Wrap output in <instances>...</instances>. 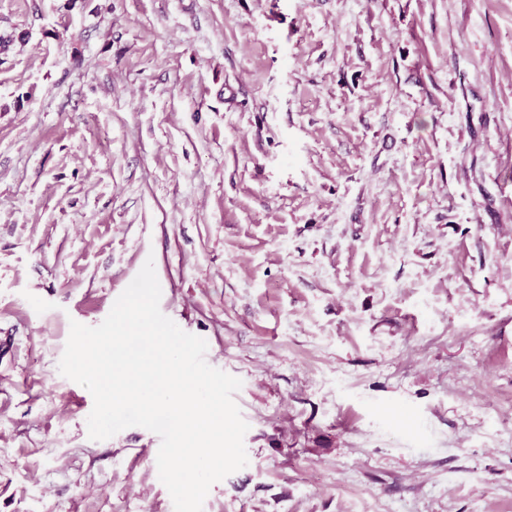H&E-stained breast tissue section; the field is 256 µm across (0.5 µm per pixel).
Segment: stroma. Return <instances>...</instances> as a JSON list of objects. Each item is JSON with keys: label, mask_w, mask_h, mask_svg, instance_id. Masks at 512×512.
<instances>
[{"label": "stroma", "mask_w": 512, "mask_h": 512, "mask_svg": "<svg viewBox=\"0 0 512 512\" xmlns=\"http://www.w3.org/2000/svg\"><path fill=\"white\" fill-rule=\"evenodd\" d=\"M0 512H174L58 364L146 259L241 379L202 512H512V0H0Z\"/></svg>", "instance_id": "stroma-1"}]
</instances>
